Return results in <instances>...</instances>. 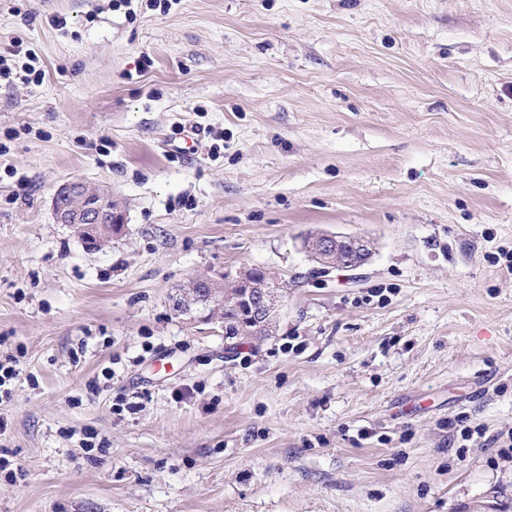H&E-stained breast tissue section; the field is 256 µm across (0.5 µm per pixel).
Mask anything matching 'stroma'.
<instances>
[{
	"label": "stroma",
	"mask_w": 512,
	"mask_h": 512,
	"mask_svg": "<svg viewBox=\"0 0 512 512\" xmlns=\"http://www.w3.org/2000/svg\"><path fill=\"white\" fill-rule=\"evenodd\" d=\"M0 54V512H512V0H0ZM249 268L268 336L175 313ZM68 201L64 207L57 206L58 198ZM110 195L100 192L92 184L75 179L64 182L55 192L52 200V209L56 223L59 224H81L83 226L84 241L88 248H96L105 240L99 234L98 228L103 227L104 234L112 224L114 232L115 224H125L124 214L120 210L112 209L110 206ZM311 250L320 262L326 257L333 258L331 264L340 270L357 269L371 256L368 241L356 235L319 234L311 240ZM348 250L350 255H346Z\"/></svg>",
	"instance_id": "stroma-1"
}]
</instances>
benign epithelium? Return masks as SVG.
I'll use <instances>...</instances> for the list:
<instances>
[{
    "instance_id": "1",
    "label": "benign epithelium",
    "mask_w": 512,
    "mask_h": 512,
    "mask_svg": "<svg viewBox=\"0 0 512 512\" xmlns=\"http://www.w3.org/2000/svg\"><path fill=\"white\" fill-rule=\"evenodd\" d=\"M56 223L83 226L84 241L88 248H95L105 240L98 232L104 224H125L124 214L110 206L109 194L92 184L75 179L61 184L52 200ZM311 250L317 260L333 259L340 270L357 269L368 262L371 249L368 241L356 235L319 234L311 240ZM231 287L238 289L239 298L246 303V322L231 330L224 326L220 309L224 297L210 290L206 298L193 291L184 295L185 315H196L205 324H214L224 330L226 336H250L259 323H275L278 294L267 284H254L242 274L233 278Z\"/></svg>"
}]
</instances>
